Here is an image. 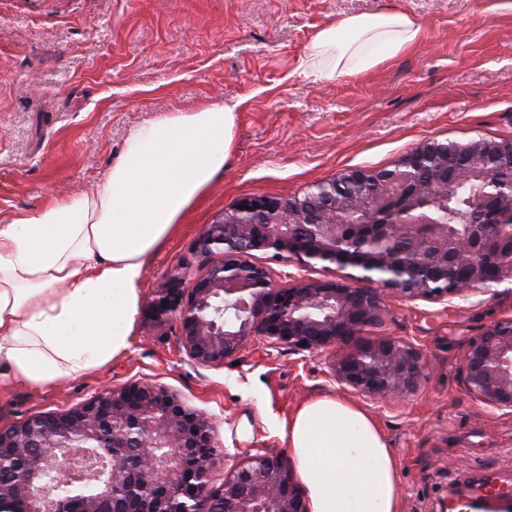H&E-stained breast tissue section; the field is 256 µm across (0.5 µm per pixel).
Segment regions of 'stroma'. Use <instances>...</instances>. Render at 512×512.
I'll return each mask as SVG.
<instances>
[{"label": "stroma", "mask_w": 512, "mask_h": 512, "mask_svg": "<svg viewBox=\"0 0 512 512\" xmlns=\"http://www.w3.org/2000/svg\"><path fill=\"white\" fill-rule=\"evenodd\" d=\"M505 0H0V224L94 186L129 132L166 112L237 107L223 169L184 211L177 233L145 264L144 294L178 263L203 273L191 250L204 224L236 199L288 197L351 168L391 169L418 144L512 137V9ZM401 11L423 38L389 62L331 82L300 61L324 26ZM512 318V285L448 301L388 295L382 336L419 349L415 387L353 403L378 422L397 456L402 512H441L448 494L491 482L512 489V414L467 388V349ZM322 356L248 339L234 361H191L176 322L153 326L140 307L127 352L60 386L0 393V428L56 415L102 386L133 381L176 393L212 418L224 464L252 448L282 450L274 423L339 388Z\"/></svg>", "instance_id": "obj_1"}]
</instances>
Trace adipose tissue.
I'll use <instances>...</instances> for the list:
<instances>
[{
  "instance_id": "obj_1",
  "label": "adipose tissue",
  "mask_w": 512,
  "mask_h": 512,
  "mask_svg": "<svg viewBox=\"0 0 512 512\" xmlns=\"http://www.w3.org/2000/svg\"><path fill=\"white\" fill-rule=\"evenodd\" d=\"M422 38L401 12L321 29L301 62L321 81L363 73ZM236 110L207 105L133 129L89 191L0 224V390L55 385L121 357L147 259L228 159ZM276 434L309 512H401L399 463L375 419L333 394L300 405Z\"/></svg>"
}]
</instances>
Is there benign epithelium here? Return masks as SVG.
Instances as JSON below:
<instances>
[{
  "label": "benign epithelium",
  "mask_w": 512,
  "mask_h": 512,
  "mask_svg": "<svg viewBox=\"0 0 512 512\" xmlns=\"http://www.w3.org/2000/svg\"><path fill=\"white\" fill-rule=\"evenodd\" d=\"M512 164V138L453 145L427 140L392 169L352 168L310 184L301 195L243 197L204 226L192 250L207 259L196 275L179 264L153 291L149 307L159 330L173 317L188 357L217 366L251 336L321 356L332 351L330 376L341 389L385 400L413 387L424 361L412 345L360 337L383 323L384 299L443 300L512 282V189L493 181V167ZM461 184L474 195L467 227L448 235L427 207ZM304 268L330 266L336 278L295 277L279 284L258 255ZM464 380L484 403L512 413V319L492 324L469 346ZM121 442L133 463L113 459ZM0 448H36L30 470L49 479L36 486L33 512H60L62 489L75 476L52 457L71 448L104 450L106 469L85 512H124L114 490L133 491L134 512H308L286 459L258 448L224 477L219 494L210 474L220 462L211 418L174 393L148 383L104 387L43 426L39 416L0 429ZM193 456L198 485L184 491L180 468Z\"/></svg>",
  "instance_id": "7a95c632"
}]
</instances>
